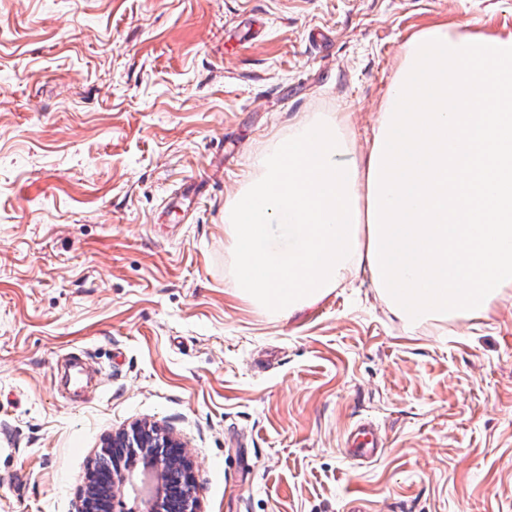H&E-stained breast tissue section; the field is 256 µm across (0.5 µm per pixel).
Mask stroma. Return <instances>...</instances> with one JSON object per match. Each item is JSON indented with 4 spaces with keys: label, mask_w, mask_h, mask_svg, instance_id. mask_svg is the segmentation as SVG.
<instances>
[{
    "label": "stroma",
    "mask_w": 512,
    "mask_h": 512,
    "mask_svg": "<svg viewBox=\"0 0 512 512\" xmlns=\"http://www.w3.org/2000/svg\"><path fill=\"white\" fill-rule=\"evenodd\" d=\"M468 21L512 0H0V512H77L144 421L201 512H512V295L411 334L364 269L278 321L225 279L253 155L339 109L365 148L407 38ZM346 458L353 464L375 461L383 452V442L378 428L370 419L354 421L346 434Z\"/></svg>",
    "instance_id": "1"
}]
</instances>
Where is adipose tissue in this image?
I'll use <instances>...</instances> for the list:
<instances>
[{"label": "adipose tissue", "instance_id": "1", "mask_svg": "<svg viewBox=\"0 0 512 512\" xmlns=\"http://www.w3.org/2000/svg\"><path fill=\"white\" fill-rule=\"evenodd\" d=\"M308 112L224 203L235 295L269 320L359 268L407 331L477 320L512 291V35L473 23L402 46L366 151Z\"/></svg>", "mask_w": 512, "mask_h": 512}]
</instances>
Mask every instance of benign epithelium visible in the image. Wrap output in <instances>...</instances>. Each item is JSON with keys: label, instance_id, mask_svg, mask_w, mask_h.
Masks as SVG:
<instances>
[{"label": "benign epithelium", "instance_id": "7a95c632", "mask_svg": "<svg viewBox=\"0 0 512 512\" xmlns=\"http://www.w3.org/2000/svg\"><path fill=\"white\" fill-rule=\"evenodd\" d=\"M97 455L112 458V471L103 476L87 469L79 512H121L128 494L139 502V512H200L196 462L163 429L146 423L123 428L103 440ZM171 469L182 471L180 484L167 481Z\"/></svg>", "mask_w": 512, "mask_h": 512}]
</instances>
